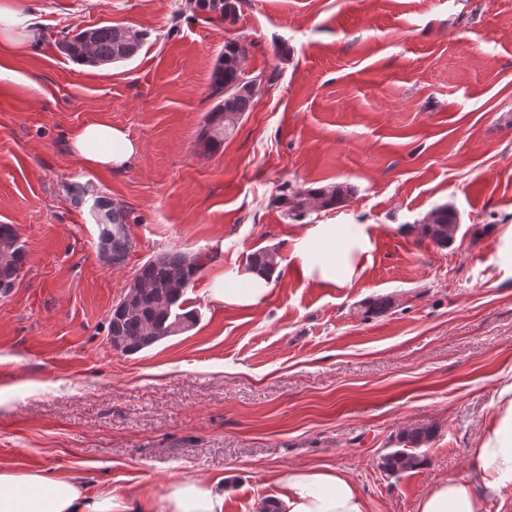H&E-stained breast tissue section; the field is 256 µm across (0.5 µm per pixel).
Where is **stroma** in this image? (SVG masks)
I'll use <instances>...</instances> for the list:
<instances>
[{
    "label": "stroma",
    "mask_w": 512,
    "mask_h": 512,
    "mask_svg": "<svg viewBox=\"0 0 512 512\" xmlns=\"http://www.w3.org/2000/svg\"><path fill=\"white\" fill-rule=\"evenodd\" d=\"M41 33L0 75V224L27 253L0 293V468L48 471L92 491L161 500L186 475L221 479L224 512H260L276 472L331 466L373 512H417L465 475L499 385L512 379V0H241L230 25L194 0H9ZM147 35L131 60L77 64L76 29ZM248 47L251 112L218 151L200 138L226 40ZM109 122L141 146L130 164L86 168L77 127ZM352 194L287 218L283 187ZM85 188L84 196L70 185ZM104 196L130 214L118 268L98 251ZM449 205L451 245L421 230ZM312 224H368L372 260L322 288L291 256ZM276 249L261 305L211 299L250 253ZM203 259L186 332L124 354L112 307L140 266ZM390 295L389 312L365 301ZM416 427L434 437L398 476L380 466Z\"/></svg>",
    "instance_id": "35a3bbf8"
}]
</instances>
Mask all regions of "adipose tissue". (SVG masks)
<instances>
[{
  "instance_id": "obj_1",
  "label": "adipose tissue",
  "mask_w": 512,
  "mask_h": 512,
  "mask_svg": "<svg viewBox=\"0 0 512 512\" xmlns=\"http://www.w3.org/2000/svg\"><path fill=\"white\" fill-rule=\"evenodd\" d=\"M73 152L92 169L122 167L140 153L138 143L121 128L95 122L77 128ZM374 249L366 224H313L295 240L292 256L307 280L327 288L351 285L365 270ZM269 292L256 272H229L213 300L228 306L255 307ZM476 466L467 474L439 481L419 500L417 512H512V383L497 392L493 421L479 435L473 450ZM283 492L276 512H370L354 483L336 470L298 469L279 473ZM0 512H224L219 483L190 476L173 483L160 509L136 496H115L104 489L94 494L62 476L43 472L0 470Z\"/></svg>"
}]
</instances>
